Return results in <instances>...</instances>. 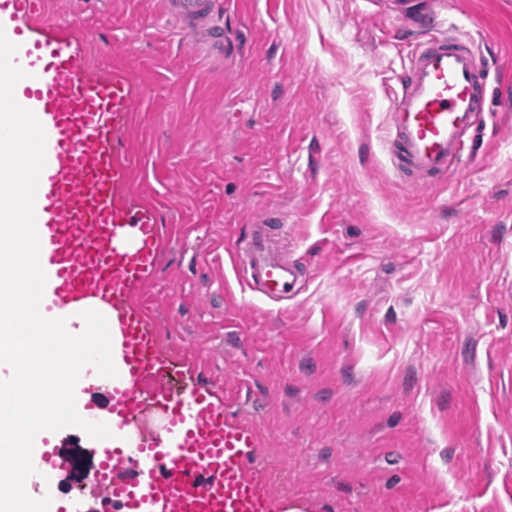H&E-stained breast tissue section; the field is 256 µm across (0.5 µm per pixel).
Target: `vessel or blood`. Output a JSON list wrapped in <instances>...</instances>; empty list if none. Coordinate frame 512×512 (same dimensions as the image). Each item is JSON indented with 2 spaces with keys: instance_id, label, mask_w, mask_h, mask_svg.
I'll return each instance as SVG.
<instances>
[{
  "instance_id": "obj_1",
  "label": "vessel or blood",
  "mask_w": 512,
  "mask_h": 512,
  "mask_svg": "<svg viewBox=\"0 0 512 512\" xmlns=\"http://www.w3.org/2000/svg\"><path fill=\"white\" fill-rule=\"evenodd\" d=\"M44 10V0H0V26L16 47L11 64L23 73L15 99L46 138L34 207L47 278L42 298L63 319L102 302L121 340L103 420L110 436L90 442L113 472L112 498L121 512H281L265 474L251 467L259 446L254 428L230 420L223 400L196 381L176 392L165 387L177 365L159 350L149 309L130 299L132 288L157 272L163 248L157 206L120 197L130 168L117 139L133 110L134 87L120 72L90 78L80 43L46 23ZM164 11L206 41L219 40L214 0H164ZM396 15L424 29L438 9L423 0ZM487 78L471 39L420 41L388 106L386 148L400 178L418 187L462 167ZM278 221L265 210L239 240L247 256L243 279L275 302L298 280L269 231ZM148 403L164 425L140 435L132 421Z\"/></svg>"
}]
</instances>
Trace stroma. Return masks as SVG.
<instances>
[{"label": "stroma", "mask_w": 512, "mask_h": 512, "mask_svg": "<svg viewBox=\"0 0 512 512\" xmlns=\"http://www.w3.org/2000/svg\"><path fill=\"white\" fill-rule=\"evenodd\" d=\"M81 63L138 99L122 199L169 237L134 288L162 351L260 434L296 512H512V0H451L496 67L463 170L412 187L386 151L414 52L388 0H222L227 57L163 0H45ZM279 211L299 288L265 300L238 234Z\"/></svg>", "instance_id": "stroma-1"}]
</instances>
